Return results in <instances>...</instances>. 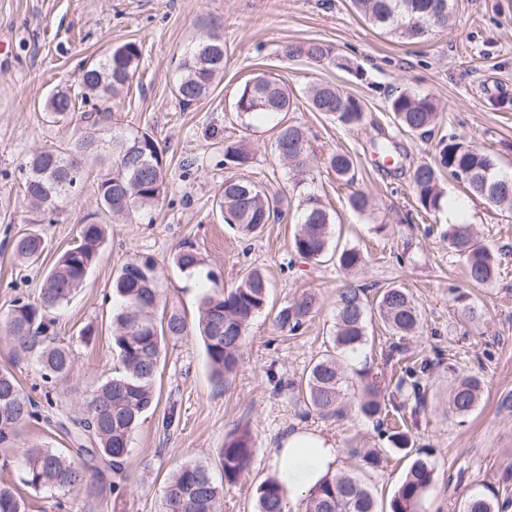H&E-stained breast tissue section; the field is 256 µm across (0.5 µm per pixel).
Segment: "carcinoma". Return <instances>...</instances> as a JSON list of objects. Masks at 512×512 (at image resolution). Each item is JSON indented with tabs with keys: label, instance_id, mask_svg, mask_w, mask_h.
I'll list each match as a JSON object with an SVG mask.
<instances>
[{
	"label": "carcinoma",
	"instance_id": "obj_1",
	"mask_svg": "<svg viewBox=\"0 0 512 512\" xmlns=\"http://www.w3.org/2000/svg\"><path fill=\"white\" fill-rule=\"evenodd\" d=\"M356 12L372 25L405 40H420L448 24L451 0H351ZM207 47L183 57L175 93L179 102L190 105L205 96L224 73V39L213 35ZM288 58H305L321 64L331 58V49L321 44H294L285 47ZM141 47L127 41L110 48L86 64L80 73L78 90H59L45 103V109L62 117L75 108L76 98L109 100L119 94L137 75ZM312 108L325 112L347 127L365 121L360 101L332 84L312 87ZM288 88L280 79L259 75L247 81L236 99V111L253 117L290 110ZM398 127L419 137L434 133L438 103L429 95L402 92L390 103ZM275 147L288 165L302 170L309 161L305 129L295 123L278 124ZM378 160L399 163L401 153L393 138L382 135L371 140ZM93 161L100 173L97 190L101 208L113 215L145 211L160 202L168 189L166 163L158 141L147 132L116 135L103 129L83 134L63 147L45 148L34 153L24 166L26 171L23 201L35 212L55 208L73 197L84 176L85 161ZM252 163L251 148L241 141L224 147V165L245 169ZM328 167L336 178L347 184L354 181V161L343 152L329 156ZM463 184L468 195L477 196L490 206L512 213V178L496 170L494 159L479 147L454 135L442 137L431 161L418 165L411 179L417 201L426 212L439 211L448 203L440 183L442 172ZM282 198L266 192L254 182L238 177L224 179L216 206L224 223L235 225L246 234H254L266 224L281 218ZM350 208L365 213L371 208L370 196L355 191L348 197ZM297 228L291 240L295 255L309 261L329 258L337 269L349 274L366 265L364 253L355 247L330 248L332 216L319 196L305 195L297 205ZM448 245L463 261L468 282L486 286L499 270L494 253L478 239L472 225L454 223L443 231ZM106 227L84 224L79 243L57 259L45 277L39 297L34 302L17 300L3 318L0 327L13 340L18 354L34 355L41 366L45 382L67 379L73 374L69 349L54 342L50 335L54 310L67 305L76 291L83 288L87 275L105 244ZM44 250V240L35 230L18 236L12 253L18 260L31 261ZM182 272H201L205 261L188 245L172 256ZM112 293L120 301L112 315V347L121 365L119 372L97 387L81 406V417L65 433L77 447L64 452L45 445L26 449L20 481L36 492L51 497L77 493L97 483L109 488L112 510L119 512L130 486L127 460L132 436L144 415L159 401L157 378L162 351L170 339L189 335L185 315L173 310L157 316L164 291L159 288L156 263L149 256L133 254L117 271ZM269 283L253 270L230 290L215 287L204 291L199 299L197 333L203 344L211 379L222 384L236 371L242 340L252 318L265 310ZM314 310V298L304 295L291 305L279 309L274 326L281 332L299 330ZM369 301L365 289L350 282L337 289L336 332L329 349L315 359L297 387L300 402L324 418H341L349 407L363 418L380 422L390 411L404 410L409 399L421 404L425 399L422 378L429 370L426 362L405 364L394 359L404 352L396 342L386 354V361L396 360L397 378L387 383L367 372L358 373V398L350 396V377L345 373L343 358L368 342ZM379 320L393 335L412 336L419 326L418 310L405 289H384L376 300ZM484 382L477 375H465L449 389L448 414L466 417L477 407ZM38 402L23 392L14 373L0 368V447L13 446L22 427L39 419ZM93 446L83 444V436ZM255 451L249 429L238 428L224 438L221 467L224 481H238L244 476ZM434 470L424 459L416 458L394 492L389 512H419L420 504L433 481ZM223 486L216 483L202 462L181 464L172 474L162 503V512H222ZM284 487L268 479L256 488L257 512H282ZM304 512H376L371 491L359 478L349 473L327 477L303 499ZM512 500L499 499L494 490L474 493L465 499L462 512H505ZM27 502L14 488L0 485V512H26Z\"/></svg>",
	"mask_w": 512,
	"mask_h": 512
}]
</instances>
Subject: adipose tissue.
Returning a JSON list of instances; mask_svg holds the SVG:
<instances>
[{"label": "adipose tissue", "mask_w": 512, "mask_h": 512, "mask_svg": "<svg viewBox=\"0 0 512 512\" xmlns=\"http://www.w3.org/2000/svg\"><path fill=\"white\" fill-rule=\"evenodd\" d=\"M339 450L334 438L297 429L287 433L271 450V472L290 502L301 501L326 476L336 471Z\"/></svg>", "instance_id": "ef3b65f1"}]
</instances>
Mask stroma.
Here are the masks:
<instances>
[{"instance_id": "stroma-1", "label": "stroma", "mask_w": 512, "mask_h": 512, "mask_svg": "<svg viewBox=\"0 0 512 512\" xmlns=\"http://www.w3.org/2000/svg\"><path fill=\"white\" fill-rule=\"evenodd\" d=\"M219 32L224 37V75L191 106L179 103L174 83L180 58L191 45ZM134 41L142 60L132 84L115 99L79 107L56 120L44 109L55 90L76 88L82 63L111 47ZM316 42L332 50V61L313 64L286 58L285 46ZM275 74L287 86L289 111L242 122L235 110L239 89L260 74ZM331 83L359 99L363 126L349 129L313 111L308 90ZM431 95L439 104L435 135L398 132L389 110L400 92ZM117 134L147 132L159 141L169 187L149 212L115 217L101 210L98 170L89 168L76 199L50 214L22 205L20 166L36 149L61 146L88 128L89 116ZM294 122L309 139V169L298 180L274 148L277 125ZM395 137L405 155L402 169L382 170L370 141L378 131ZM453 134L493 153L499 173L512 176V0H454L446 28L410 43L372 26L350 0H0V317L17 298L35 300L57 258L79 240L82 222L108 225V238L84 288L57 312L55 337L74 358L72 380L58 382L42 418L23 427L14 447L0 448V480L18 484L24 448L69 447L57 421L76 419L93 389L111 377L118 359L112 349V279L130 254L152 257L168 307L197 314L195 277L174 268L179 245L193 243L221 286L234 287L252 269L268 279L269 302L247 331L237 370L224 386L212 382L202 345L192 336L169 341L163 351L160 400L133 435L132 476L126 512H160L169 475L182 463L201 461L215 480L223 478L220 450L235 428L249 427L255 452L244 476L225 484L223 512H255L256 488L270 478L269 450L289 431L304 428L331 435L340 448L339 469L349 470L372 491L381 512L403 480L412 459L423 457L434 480L421 512H460L464 499L491 487L512 497V216L483 200L467 199L463 186L443 177L449 201H464L459 221L475 225L482 242L501 252L491 284L470 286L463 264L442 233L447 212H423L411 182L413 169L430 161L438 136ZM245 141L254 154L245 177L285 196L296 208L304 195L320 196L333 216L332 245L360 249L367 264L355 285L368 297L392 286L405 288L421 314L415 335L403 344L412 360H428L424 405L405 416L409 453L392 450L375 424L357 413L324 419L306 413L291 382L306 375L336 330V291L344 279L333 262L295 256L294 222L265 225L242 235L212 211L214 196L234 174L223 164L225 144ZM355 159V182H337L327 168L330 153ZM372 198L371 211L350 209L351 189ZM37 222L45 241L39 261L18 263L12 240ZM317 299L303 328H274L275 312L305 294ZM466 294L481 313L468 322L456 297ZM93 329L84 338L83 329ZM369 340L345 362L348 373L389 374L385 355L394 338L381 323L368 327ZM0 367L10 368L24 392L41 397L34 358L15 359L12 342L0 333ZM484 380L475 412L465 421L448 416V386L455 374ZM175 413L170 431L162 421ZM354 448H379V467H364Z\"/></svg>"}]
</instances>
